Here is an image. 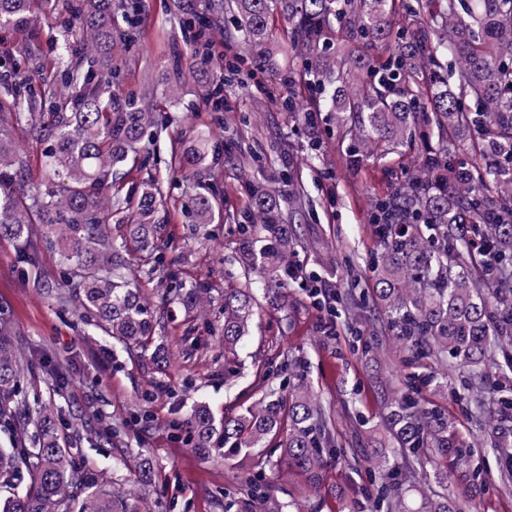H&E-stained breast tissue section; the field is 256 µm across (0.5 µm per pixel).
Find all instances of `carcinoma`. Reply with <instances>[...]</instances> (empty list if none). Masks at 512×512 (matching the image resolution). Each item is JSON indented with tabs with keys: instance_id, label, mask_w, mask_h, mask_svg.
Returning a JSON list of instances; mask_svg holds the SVG:
<instances>
[{
	"instance_id": "obj_1",
	"label": "carcinoma",
	"mask_w": 512,
	"mask_h": 512,
	"mask_svg": "<svg viewBox=\"0 0 512 512\" xmlns=\"http://www.w3.org/2000/svg\"><path fill=\"white\" fill-rule=\"evenodd\" d=\"M67 9L75 23L50 35L58 46L53 73L22 42L17 53L27 68L0 90V240L11 241L17 261L33 268L43 250L55 251L64 271L40 272V287L159 368L169 362L157 345L160 321L149 298L130 287L125 255L140 254L147 276L168 281L158 217L168 201L151 180L136 196L121 188L135 163L131 154L161 135L146 101L119 89L118 59L141 35L139 0H68ZM54 10L55 0H0V34L31 35L39 15ZM211 10L234 17L224 40L238 47L224 63L215 108L224 86H248L249 59L295 87L297 73L275 63L280 49L270 38L282 16L308 91L336 113L350 165L381 162L419 139L417 165L402 170L371 206L381 246L373 292L394 340L403 345L415 337L441 362L466 371L464 389L477 411L491 404L512 410V0H219ZM194 24H205L196 0H174L171 29ZM364 44L377 54H364ZM170 65L162 91L169 99L193 75L205 76L176 52ZM24 126L45 144L44 177L29 194L18 192L29 162L14 143ZM209 140L205 129L188 146L182 137L171 140V164L200 186L185 209L191 224L222 216L205 182ZM229 152L231 162L258 174L244 184L248 203L237 223L243 278L268 275L281 284L271 292L285 306L296 218L311 201L286 168L279 175L288 188L282 208L262 160L233 142ZM164 295L191 310L206 301L207 288L181 284ZM256 306L251 288L224 289V358L248 335ZM499 356L506 370L488 390L483 379ZM29 372L11 332L0 327V425L34 429L31 446L0 447V512H137L136 497L112 493L75 466L53 413L20 398ZM287 388L285 394L266 385L262 399L235 416L197 405L180 427L189 429L199 456L220 458L234 471L236 459L259 454L277 432L286 405L284 464L316 488L333 444L330 417L303 375H290ZM389 424L399 455L372 452L389 479L373 512H460L447 496L421 487L420 505L410 509L395 487L416 480L409 464L415 449L431 443L463 455L471 444L439 409L400 391L392 394Z\"/></svg>"
}]
</instances>
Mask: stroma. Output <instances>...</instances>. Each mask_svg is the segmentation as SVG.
<instances>
[{
  "label": "stroma",
  "mask_w": 512,
  "mask_h": 512,
  "mask_svg": "<svg viewBox=\"0 0 512 512\" xmlns=\"http://www.w3.org/2000/svg\"><path fill=\"white\" fill-rule=\"evenodd\" d=\"M170 5L171 0H141L145 34L122 54L127 63L122 89L156 96L157 119L169 134L189 137L205 127L218 144L231 137L242 140L263 157L266 175H274L281 155H288L314 201L299 226L301 244L294 263L300 277L288 285L287 307L262 305L251 336L238 345L236 359L225 361L224 291L238 286L241 274L234 218L247 205L242 175L238 166L219 159L208 162L209 183L223 197L227 217L218 224L192 226L183 210L193 190L165 165L167 143L159 141L123 188L131 190L152 178L159 181L170 201L162 216L171 242L168 257L179 281L208 285L207 303L194 317H186L163 302L156 280L136 279L165 324L166 346L172 353L168 368L158 376L150 364L113 350L104 331L83 325L73 308L62 307L40 290L38 270L59 265L54 251H43L35 269L19 265L12 245L0 242V318L9 323L18 350L32 361L28 401L60 410L59 433L76 462L105 481L136 488L154 512H224L225 493H240L241 484L229 480L223 462L196 456L175 425L197 402L218 415L257 402L261 380L281 383L282 361L290 357L300 363L331 416L335 451L318 488L308 487L296 475L277 476L271 494L278 503L301 501L306 512H369L382 474L368 461L367 451L394 446L384 396L405 391L424 406L441 408L473 445L467 458L449 453L444 466L433 463L438 449H419L425 463L420 484L447 493L459 501L462 512H512V482L503 479L506 456L496 446L489 413L467 405L463 375L445 371L435 357L419 355L413 344L393 343L378 319L380 304L366 312L333 314L310 296L316 282L332 291L353 283L362 292L370 288L372 261L379 251L370 224L371 201L389 190L392 168H412L411 156L347 166L335 124L325 121L312 129L296 122L282 106L287 87L269 75L260 76L259 86L247 90L226 89V106L218 112L193 81L183 87L180 102L162 98L160 84L172 49L190 52L194 41L190 30L170 38ZM314 136L322 143L315 157L307 151ZM329 319L336 330L327 337L319 325ZM59 363L69 372L62 385L50 376ZM142 408L150 416L148 431H131L111 441L101 438L103 426L132 420ZM128 448L153 467L151 485L139 486L134 470L116 464V457ZM475 469L481 477L469 481Z\"/></svg>",
  "instance_id": "1"
}]
</instances>
